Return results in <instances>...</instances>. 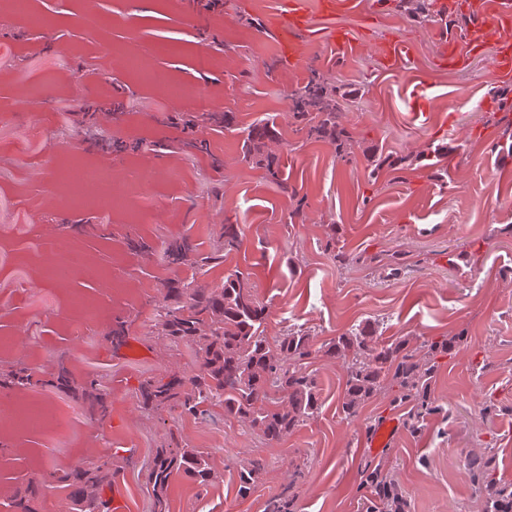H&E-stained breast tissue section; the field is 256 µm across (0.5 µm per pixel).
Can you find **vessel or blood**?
Listing matches in <instances>:
<instances>
[{
    "mask_svg": "<svg viewBox=\"0 0 512 512\" xmlns=\"http://www.w3.org/2000/svg\"><path fill=\"white\" fill-rule=\"evenodd\" d=\"M309 7L306 0H286L283 9L267 19L268 26L279 37L280 53L290 67L301 68L307 58L300 39L309 28ZM512 29V0H487L484 15L468 25L457 37L446 38L436 57L438 67L451 70L466 69L473 58L492 52V69L503 80L512 78V40L505 31ZM376 52L385 69H396L404 60V43L390 39L379 43Z\"/></svg>",
    "mask_w": 512,
    "mask_h": 512,
    "instance_id": "1",
    "label": "vessel or blood"
}]
</instances>
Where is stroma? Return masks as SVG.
<instances>
[{"label": "stroma", "mask_w": 512, "mask_h": 512, "mask_svg": "<svg viewBox=\"0 0 512 512\" xmlns=\"http://www.w3.org/2000/svg\"><path fill=\"white\" fill-rule=\"evenodd\" d=\"M282 2L223 0L206 12L192 0H26L20 13L0 0V361L44 372L65 360L76 376L101 379L112 402L96 421L53 387L29 391L48 425L13 427L1 440L0 490L38 480L41 467L117 448L129 462L111 496L125 512H148L142 473L172 432L210 452L223 480L203 489L176 479L171 512H267L285 491L298 512H358L369 460L395 468L410 512H480L466 474L472 454L494 452L497 478L512 481V209L504 206L512 138L490 120L500 83L484 59L464 71L435 67L446 22H413L397 0H360L361 12L378 16L369 33L358 14H313L301 36L306 65L289 71L266 24ZM333 23L359 38L399 39L410 56L388 71L375 53L337 54L327 41ZM145 72L157 81L142 80ZM316 73L357 93L340 112L356 143L349 158L307 139L294 115V94ZM197 87L206 105L193 96ZM261 119L278 132L277 184L243 157L248 128ZM432 143L451 155L433 168L401 163ZM369 146L389 157L375 178L363 156ZM81 168L120 181L143 173L149 182L134 208L104 209L64 184ZM224 224L239 225L241 245L223 263L165 264L171 240L189 238L207 254ZM47 225L99 277L73 269L42 276ZM141 241L147 250H138ZM380 250L402 252L405 273L385 278L358 263L360 253ZM236 270L257 285L271 336L303 325L320 344L369 319L386 340L465 333L467 345L438 360L432 393L442 412L421 434L401 428L371 453L369 431L390 417L405 420L407 406L379 395L345 418V368L315 354L309 369L322 405L284 440H263L218 405L198 420L141 414V380L196 371L187 350L155 351L163 282L214 287ZM119 324L139 357L110 342ZM253 458L266 471L242 498L236 468Z\"/></svg>", "instance_id": "35a3bbf8"}]
</instances>
